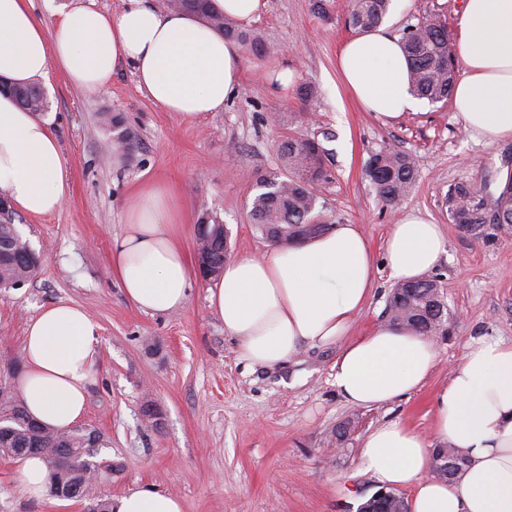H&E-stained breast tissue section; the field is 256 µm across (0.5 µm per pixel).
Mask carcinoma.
Instances as JSON below:
<instances>
[{
    "mask_svg": "<svg viewBox=\"0 0 512 512\" xmlns=\"http://www.w3.org/2000/svg\"><path fill=\"white\" fill-rule=\"evenodd\" d=\"M391 0H351L348 25L356 32H367L381 24L388 13ZM178 7L193 12L210 26L224 33L258 54L261 43L251 34L209 9L207 0H181ZM409 63L411 91L432 103L448 100L456 80L451 58L448 29L441 19L433 18L416 30L406 33L403 41ZM10 90L19 104L33 115L46 111L42 90L35 85H12ZM113 139L128 151L137 147L134 133L121 127V119L109 120ZM284 169L256 180L259 192L251 203L252 223L263 237L286 247L295 238H313L333 228V222L318 208L317 187L330 180L331 174L324 165L329 150L318 144L307 145L302 140L288 139L279 146ZM365 174L380 199L393 207L412 189L417 171L410 156L401 151L383 149L370 156ZM498 180V172L486 171L483 183L477 185L460 181L450 186L446 205L448 217L455 224H497V228H512V175L500 184L499 194L489 193L490 185ZM12 209L0 211V289L15 288L36 276L37 268L31 263L29 253L17 245L21 234ZM204 252L219 263H224V238L218 236L203 241ZM442 285L435 277L418 279L396 285L390 294L387 314L389 321L416 330L422 335H432L448 321ZM14 415L11 429L0 432V456L22 458L39 456L44 462L49 485L65 487L79 485L81 491L92 497L96 512H112L110 503L92 495L81 484L76 474L81 467L84 450L92 445L104 447L102 435L97 431L78 428L57 430L34 421L25 407L16 401L0 405V411ZM467 463L464 450L453 445L435 449L433 468L437 478L451 482L457 479ZM373 512H406L404 498L395 493L376 500Z\"/></svg>",
    "mask_w": 512,
    "mask_h": 512,
    "instance_id": "carcinoma-1",
    "label": "carcinoma"
}]
</instances>
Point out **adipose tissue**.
Instances as JSON below:
<instances>
[{
    "label": "adipose tissue",
    "instance_id": "adipose-tissue-1",
    "mask_svg": "<svg viewBox=\"0 0 512 512\" xmlns=\"http://www.w3.org/2000/svg\"><path fill=\"white\" fill-rule=\"evenodd\" d=\"M53 29L27 0H0V76L17 84L47 78L58 66L81 88L108 87L132 66L139 90L155 105L191 121L220 112L240 85V46L197 16L159 11L147 0H123L111 13L79 4L55 6ZM454 52L463 66L452 98L455 117L488 144L512 139V0H466ZM337 69L359 106L391 120L416 109L403 44L389 25L350 38ZM68 168L48 122L0 94V192L15 210L53 213L66 196ZM178 194L163 178L134 194L112 239V272L126 297L155 314L189 300L195 279L182 243ZM445 251L439 225L411 210L384 242L389 280L405 282L435 269ZM375 258L358 225L227 259L208 289L212 312L239 342L251 366L273 369L305 346L340 345L333 383L347 402L379 406L419 389L437 359L434 344L388 325L350 339L374 287ZM101 327L80 306L60 301L26 326L18 394L28 413L56 429L84 415L101 343ZM433 438L390 421L373 429L361 467L381 488L412 491L410 512H512V342L481 337L468 344L447 385L434 398ZM463 448L469 464L453 483L428 478L433 441ZM17 496L48 489L45 464L17 461ZM112 512H184L182 500L146 485L112 502Z\"/></svg>",
    "mask_w": 512,
    "mask_h": 512
}]
</instances>
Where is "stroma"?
I'll use <instances>...</instances> for the list:
<instances>
[{"mask_svg": "<svg viewBox=\"0 0 512 512\" xmlns=\"http://www.w3.org/2000/svg\"><path fill=\"white\" fill-rule=\"evenodd\" d=\"M465 0H393L387 19L396 35L433 16L456 37ZM350 0H329L316 14L313 0H267L249 26L263 55L244 52L238 90L223 111L194 121L153 105L131 67L110 86L87 91L59 68L41 82L43 113L58 136L69 169L62 207L46 216L17 214L24 240L40 252V269L18 289L0 290V386L13 388L8 365L21 355L27 323L59 301L83 307L101 326L102 343L82 426L107 442L99 460L111 463L101 497L112 499L145 484L180 497L184 512H357L376 491L361 470L366 434L400 422L432 436L433 396L446 385L472 340L512 341V234L477 236L448 219L445 198L459 181L481 183L486 169L512 158V140L495 145L465 132L451 102H421L416 111L385 121L345 93L336 58L354 32ZM288 63L296 85L312 97L280 93L267 68ZM121 116L137 140L131 155L111 147L103 114ZM328 142L332 178L318 189L325 213L358 225L375 257L403 210L417 209L440 224L446 252L434 274L450 314L447 335L435 336L437 361L424 385L377 407L348 404L332 383L339 347L306 346L276 370L249 369L238 356L197 280L187 304L150 315L129 303L112 273V239L135 189L162 177L179 190L186 214L185 242L196 252L202 214L223 222L232 255L269 249L251 222L257 178L282 168L279 144L290 137ZM395 148L415 160L417 179L401 205L387 207L365 175L369 157ZM357 316L352 338L385 324L393 288L385 268ZM344 438H337L338 429ZM15 461L0 456V512H82L75 501L23 499L12 488Z\"/></svg>", "mask_w": 512, "mask_h": 512, "instance_id": "obj_1", "label": "stroma"}]
</instances>
